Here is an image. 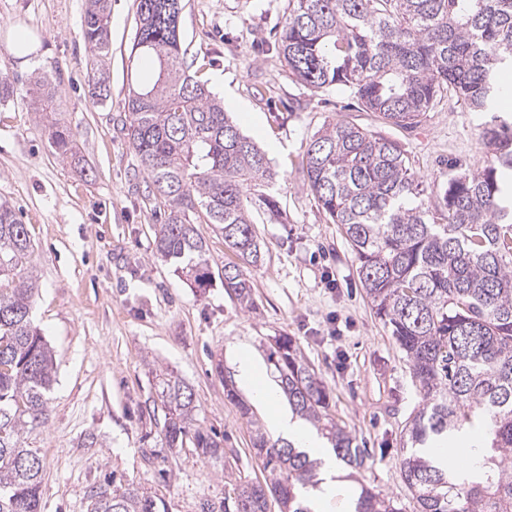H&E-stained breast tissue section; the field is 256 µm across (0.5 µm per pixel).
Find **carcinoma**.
<instances>
[{
  "instance_id": "obj_1",
  "label": "carcinoma",
  "mask_w": 512,
  "mask_h": 512,
  "mask_svg": "<svg viewBox=\"0 0 512 512\" xmlns=\"http://www.w3.org/2000/svg\"><path fill=\"white\" fill-rule=\"evenodd\" d=\"M82 39L98 56L110 48V0H86ZM182 0H138L132 51L152 72L129 89L123 129L163 206L156 252L202 288L206 242L196 225L213 224L247 265L261 258L254 213L280 217L270 160L244 136L207 86L188 74L181 49ZM288 69L314 93L342 87L389 126L420 122L447 95L469 111L489 110L498 70L512 62V0H288L278 35ZM57 87L34 80L33 105L52 112ZM490 159L478 172L448 173V188L426 199L402 145L350 121L325 125L307 146V186L341 226L376 315L409 363L421 404L405 429L404 481L418 512H512V211L502 172L512 170V122L482 129ZM55 153L80 163L69 129L56 123ZM27 225L0 204V512H41L43 464L25 437L48 421L53 351L34 326L38 292L29 267ZM224 288L252 305L239 265L224 266ZM271 360L288 404L358 471L365 449L332 413L331 394L292 340L274 338ZM169 448L211 460L222 440L196 423L192 389L155 374ZM478 430L479 461L463 469L425 452ZM264 483L224 497L222 512H312L309 491L319 462L290 442H272L253 423ZM88 512H168L158 497L130 487L94 490ZM355 512H402L362 489Z\"/></svg>"
}]
</instances>
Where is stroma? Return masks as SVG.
<instances>
[{"instance_id":"35a3bbf8","label":"stroma","mask_w":512,"mask_h":512,"mask_svg":"<svg viewBox=\"0 0 512 512\" xmlns=\"http://www.w3.org/2000/svg\"><path fill=\"white\" fill-rule=\"evenodd\" d=\"M180 34L189 73L224 102L240 130L266 151L275 173L279 222L255 226L263 259L250 267L253 305L224 290L236 254L214 225H198L212 273L193 288L155 249V202L121 132L128 91L139 80L131 54L135 0H110V51L97 60L81 25L86 0H0V202L27 224L38 279L33 323L56 358L49 421L26 440L43 463L41 512H87L91 488L106 479L163 498L169 512H200L240 484L262 478L251 448L264 407L237 364L248 355L257 380L276 384L274 337H292L333 395L332 411L368 452L357 477L339 476L328 512H350L360 488L416 512L401 465L402 430L420 396L404 354L376 317L352 249L309 190L305 151L327 123L382 129L405 148L429 199L448 185V168L476 170L487 159L481 127L492 113L466 112L443 98L411 129L380 127L339 87L314 93L288 71L276 44L288 0H183ZM39 43L29 62L7 47L13 27ZM109 95L94 99L93 67ZM58 88L57 112L33 111L26 88L36 73ZM63 122L85 173L52 150L48 131ZM168 369L192 388L197 420L226 437L225 460L167 448L153 370ZM240 396H224L225 381ZM249 404L253 418L242 416Z\"/></svg>"}]
</instances>
